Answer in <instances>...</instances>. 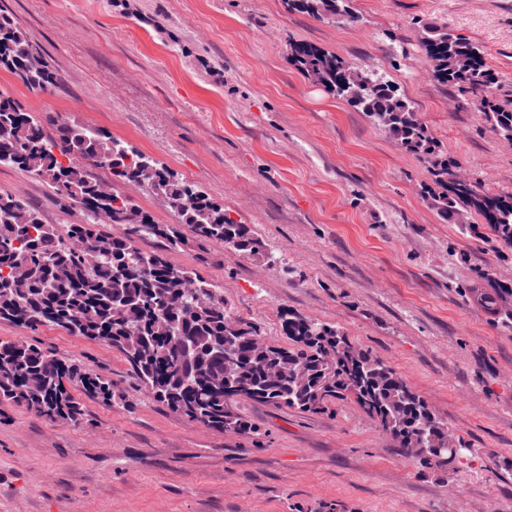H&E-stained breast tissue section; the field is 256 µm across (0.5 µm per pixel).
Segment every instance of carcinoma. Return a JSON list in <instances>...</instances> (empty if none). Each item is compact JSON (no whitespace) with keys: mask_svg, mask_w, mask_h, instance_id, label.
Masks as SVG:
<instances>
[{"mask_svg":"<svg viewBox=\"0 0 512 512\" xmlns=\"http://www.w3.org/2000/svg\"><path fill=\"white\" fill-rule=\"evenodd\" d=\"M288 11L319 20L356 23L351 0H284ZM423 48L433 77L471 95L489 126L512 147V104L493 98L498 78L480 48L446 25L423 26ZM290 58L313 82L361 109L378 126L423 159L436 188L430 203L448 218L481 214L496 239L512 247V193L462 183L456 162L440 156L427 125L412 105L381 77L316 44L294 40ZM0 68L28 88L43 92L62 83L43 53L12 18L0 11ZM55 126V132L47 126ZM0 165L25 171L78 207V224L42 223L24 201L0 194V320L31 329L55 327L71 336L103 342L130 367L137 388L154 402L209 428L249 433L252 425L234 405L256 401L302 413L333 401L354 399L424 469L444 471L468 448H448V428L422 395L335 326L282 314L291 345H268L258 353L259 328L236 317L221 287L194 270L176 267L137 240L153 237L175 249L188 244L185 225L199 245L220 242L268 266L275 257L248 224L224 213L196 185L167 165L106 131L78 122H58L25 111L0 91ZM110 175L113 190L93 172ZM117 185L146 189L173 212L177 224H158ZM104 213L115 232L99 231ZM484 308L496 311L512 299V284L469 288ZM140 318H126L129 308ZM140 339L141 349L128 346ZM278 370L270 382L269 369ZM79 390L106 403L115 399L112 379L83 364L24 340L0 339V406L15 405L52 421L77 423L84 405Z\"/></svg>","mask_w":512,"mask_h":512,"instance_id":"cac0c4a2","label":"carcinoma"}]
</instances>
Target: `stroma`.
I'll list each match as a JSON object with an SVG mask.
<instances>
[{"label": "stroma", "mask_w": 512, "mask_h": 512, "mask_svg": "<svg viewBox=\"0 0 512 512\" xmlns=\"http://www.w3.org/2000/svg\"><path fill=\"white\" fill-rule=\"evenodd\" d=\"M355 24L286 11L282 0H0L62 86L29 90L0 68L24 109L106 130L193 182L262 236L270 267L220 243L165 250L220 285L235 316L286 344L281 314L339 327L421 394L469 449L420 471L354 400L300 414L244 402L255 428L229 434L135 392L101 342L0 321L22 339L112 379L122 399L83 397L80 423L0 409V512H512V327L464 296L512 284V249L482 216L443 218L426 164L364 113L296 69L304 40L382 74L437 150L489 190L512 192V147L432 76L422 26L479 45L512 100V0H352ZM0 193L47 224L80 222L46 183L0 166Z\"/></svg>", "instance_id": "35a3bbf8"}]
</instances>
